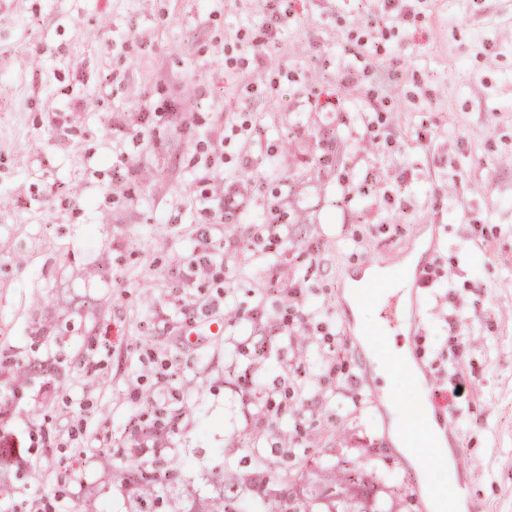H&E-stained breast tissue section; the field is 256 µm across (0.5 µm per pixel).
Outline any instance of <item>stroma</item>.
<instances>
[{"instance_id": "obj_1", "label": "stroma", "mask_w": 512, "mask_h": 512, "mask_svg": "<svg viewBox=\"0 0 512 512\" xmlns=\"http://www.w3.org/2000/svg\"><path fill=\"white\" fill-rule=\"evenodd\" d=\"M408 11L0 0V366L29 376L0 403L32 475L7 512H128L134 428L159 417L202 490L292 419L300 473L394 472L388 512H416L343 307L367 260L406 277L416 233L415 346L469 464L465 512H512V0ZM228 180L249 203L229 216L210 206ZM78 424L93 463L71 487Z\"/></svg>"}]
</instances>
